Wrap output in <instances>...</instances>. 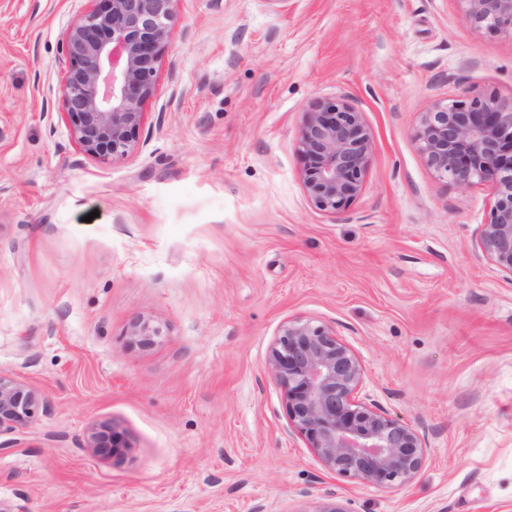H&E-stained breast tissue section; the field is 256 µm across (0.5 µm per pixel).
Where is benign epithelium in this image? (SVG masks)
Wrapping results in <instances>:
<instances>
[{"label":"benign epithelium","mask_w":512,"mask_h":512,"mask_svg":"<svg viewBox=\"0 0 512 512\" xmlns=\"http://www.w3.org/2000/svg\"><path fill=\"white\" fill-rule=\"evenodd\" d=\"M59 41L64 64L62 115L86 153L108 162L137 145L145 103L156 88V64L175 20L176 0H88ZM477 29L512 37V0H459ZM415 142L440 180L459 187L488 183L494 190L477 232L484 260L512 275V99L435 101L422 113ZM373 138L349 99L315 100L303 113L296 140L301 179L310 203L341 217L362 194ZM159 328L133 325L132 336L152 343ZM288 421L323 468L380 489L409 485L426 462L419 432L361 396L365 368L336 328L296 317L283 325L267 357ZM42 391L0 375V436L23 433ZM88 447L118 458L128 444L115 426L91 430Z\"/></svg>","instance_id":"benign-epithelium-1"}]
</instances>
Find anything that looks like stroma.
Masks as SVG:
<instances>
[{
	"label": "stroma",
	"instance_id": "1",
	"mask_svg": "<svg viewBox=\"0 0 512 512\" xmlns=\"http://www.w3.org/2000/svg\"><path fill=\"white\" fill-rule=\"evenodd\" d=\"M87 6L0 0V374L50 403L0 451V506L512 512V275L476 253L493 188L438 180L414 139L433 102L512 98V38L459 0H177L137 147L105 163L60 113ZM341 96L374 147L338 219L295 145ZM295 317L335 327L363 397L421 434L411 484L328 473L292 431L266 360ZM112 424L119 460L87 446Z\"/></svg>",
	"mask_w": 512,
	"mask_h": 512
}]
</instances>
